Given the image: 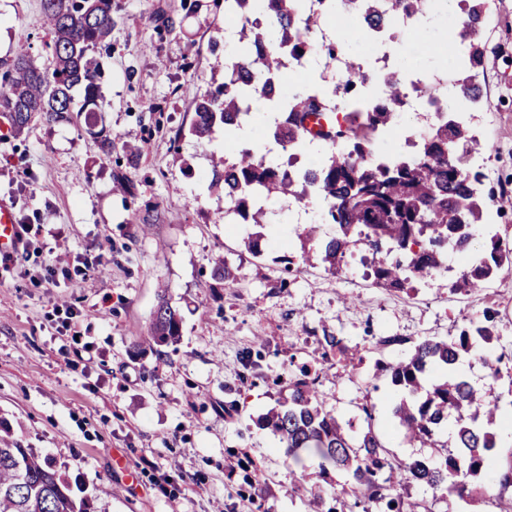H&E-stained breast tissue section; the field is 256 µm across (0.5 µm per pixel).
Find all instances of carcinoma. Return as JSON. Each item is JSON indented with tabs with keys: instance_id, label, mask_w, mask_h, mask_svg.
<instances>
[{
	"instance_id": "obj_1",
	"label": "carcinoma",
	"mask_w": 512,
	"mask_h": 512,
	"mask_svg": "<svg viewBox=\"0 0 512 512\" xmlns=\"http://www.w3.org/2000/svg\"><path fill=\"white\" fill-rule=\"evenodd\" d=\"M299 0H224V29L237 36L244 50L225 51L218 39L211 54L224 56V83L195 103L190 134L212 141L218 131L229 136L250 124L249 104L283 100L280 119L270 137L285 152L305 141L327 145L319 163L288 171L268 155L245 146L231 157L212 160L208 189L224 194V216H237L245 224L274 223L266 208L273 197L316 202L326 223L336 233L307 247L301 257L314 253L331 272H338L346 255L361 245L372 251L374 284L402 290L412 279L437 274L445 268L448 248H461L468 261L453 283V291L469 292L491 278L504 263L512 264V248L499 236L490 246L474 250V229L485 223L487 203L480 186L485 174L469 164V157L485 150L470 126L456 114L479 102L478 83L484 67V27L489 0H456L466 53L454 58L457 97L434 125L432 133L410 155L395 157L377 152V138L393 130L406 104L403 63L386 69L381 91L365 97L368 75L358 62L346 60L348 78L330 88L299 84L286 91L278 80L288 60L301 61L321 53L325 66L343 52L339 42L317 44L312 34L322 18L298 7ZM441 0H342L355 15L361 31H383L398 16L423 17ZM52 36V61L41 63L24 47L9 59H0L4 87L0 89V115L19 133L39 116L48 122L67 120L73 112H98L101 98V52L110 51L112 0H41ZM83 92L81 103L75 91ZM497 312L485 310L470 335L425 336L409 353L377 366L398 387L392 407L405 437L434 449L428 460L403 461L390 454L369 429L353 434L324 408L318 385L301 378L288 385V398L279 411L268 412L262 426L271 430L288 456L300 453L325 472L336 467L347 472L349 489L336 512H422L423 504L406 487L419 483L440 494L444 501L467 504L495 487H512V465L497 474L493 452L503 396L491 387L475 388L455 372L464 357L484 352L488 361L512 362V352H496ZM149 339L175 344L181 336V318L168 300L160 298L149 328ZM321 358L334 353L345 364L363 360L336 336L321 343ZM0 512H91L90 503L73 494L70 484L30 448L0 438Z\"/></svg>"
}]
</instances>
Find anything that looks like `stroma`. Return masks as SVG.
I'll list each match as a JSON object with an SVG mask.
<instances>
[{"label": "stroma", "instance_id": "1", "mask_svg": "<svg viewBox=\"0 0 512 512\" xmlns=\"http://www.w3.org/2000/svg\"><path fill=\"white\" fill-rule=\"evenodd\" d=\"M104 106L92 115L0 135V199L18 221L50 236L0 266V437L47 458L93 512H306L293 487L320 484L327 505L343 472L287 458L262 417L311 368L325 406L355 432L373 426L401 459L430 449L409 442L390 413L396 399L377 361L392 362L425 336H457L484 309L512 350V267L471 294L453 292L460 264L404 290L376 288L359 259L333 274L300 258L293 212L276 225L224 220L208 189L210 154L189 129L196 100L223 82L209 50L224 27L214 0H112ZM456 9L431 21L421 71L442 67L443 33ZM473 132L489 147V219L512 239V0H494ZM41 0H0V57L18 45L49 59ZM112 141L111 154L100 148ZM261 232V254L243 244ZM222 258L237 279L215 277ZM182 321L173 346L143 343L160 297ZM357 348L361 363L313 362L325 336ZM382 336L404 345L376 351ZM373 404L365 424L357 403ZM261 472L260 496L247 477Z\"/></svg>", "mask_w": 512, "mask_h": 512}]
</instances>
